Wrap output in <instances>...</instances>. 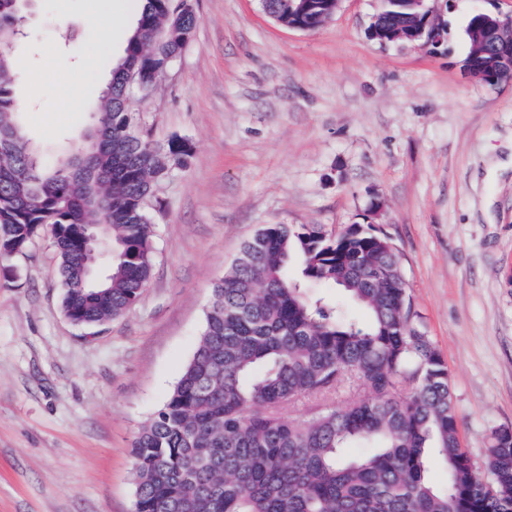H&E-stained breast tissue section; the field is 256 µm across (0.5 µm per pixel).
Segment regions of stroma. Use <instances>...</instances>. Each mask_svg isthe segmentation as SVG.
Wrapping results in <instances>:
<instances>
[{
	"label": "stroma",
	"instance_id": "35a3bbf8",
	"mask_svg": "<svg viewBox=\"0 0 512 512\" xmlns=\"http://www.w3.org/2000/svg\"><path fill=\"white\" fill-rule=\"evenodd\" d=\"M379 0H342L318 29L258 0H195L165 77L133 92L140 131L194 148L148 213L154 274L122 317L63 315L50 232L0 262V512H132L133 438L192 357L215 285L267 224L372 222L397 244L419 321L447 366L475 464L512 426V86L467 77L465 27L512 0H437L440 46H380ZM92 0H35L13 52L44 81L15 88L44 151L81 144L108 76ZM86 89L74 104L73 87Z\"/></svg>",
	"mask_w": 512,
	"mask_h": 512
}]
</instances>
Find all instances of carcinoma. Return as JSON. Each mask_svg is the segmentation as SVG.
Here are the masks:
<instances>
[{
	"label": "carcinoma",
	"mask_w": 512,
	"mask_h": 512,
	"mask_svg": "<svg viewBox=\"0 0 512 512\" xmlns=\"http://www.w3.org/2000/svg\"><path fill=\"white\" fill-rule=\"evenodd\" d=\"M171 8L143 0L123 54H101L111 87L87 130L101 138L99 210L55 167L42 166L38 183L24 176L37 150L18 120L20 73L0 56V139L12 143L0 154V236L26 248L50 229L57 276L73 283L96 233L104 270L60 298L82 326L140 299L154 267L150 181L192 159L176 138L152 145L122 111L128 72L144 65ZM15 22L12 0H0V36ZM317 285L341 289L364 318L312 296ZM342 386L350 395L340 405L283 414ZM487 448L490 490L461 446L448 367L416 320L392 238L370 224L341 236L320 224H266L213 288L195 352L134 438L133 512H512V428L492 430ZM435 461L442 486L428 477Z\"/></svg>",
	"instance_id": "carcinoma-1"
}]
</instances>
